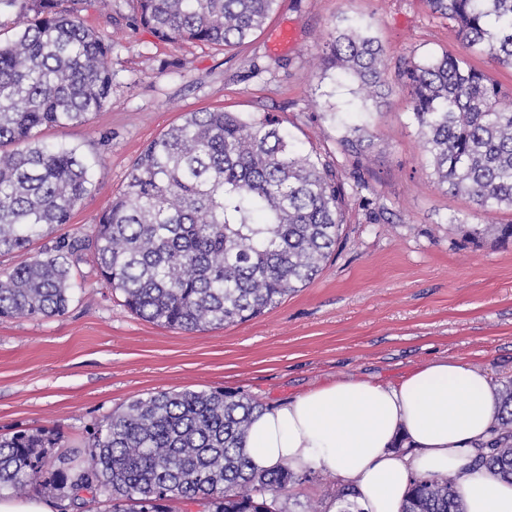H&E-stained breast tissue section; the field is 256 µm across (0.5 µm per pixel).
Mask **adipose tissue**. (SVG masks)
Wrapping results in <instances>:
<instances>
[{
  "mask_svg": "<svg viewBox=\"0 0 512 512\" xmlns=\"http://www.w3.org/2000/svg\"><path fill=\"white\" fill-rule=\"evenodd\" d=\"M498 406L480 369L434 360L395 384L335 380L255 414L244 453L259 472L332 475L363 512H400L412 477L447 472L465 512H512V484L471 467Z\"/></svg>",
  "mask_w": 512,
  "mask_h": 512,
  "instance_id": "1",
  "label": "adipose tissue"
}]
</instances>
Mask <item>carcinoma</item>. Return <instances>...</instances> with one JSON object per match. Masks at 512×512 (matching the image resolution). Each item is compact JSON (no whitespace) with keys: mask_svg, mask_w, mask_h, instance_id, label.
I'll use <instances>...</instances> for the list:
<instances>
[{"mask_svg":"<svg viewBox=\"0 0 512 512\" xmlns=\"http://www.w3.org/2000/svg\"><path fill=\"white\" fill-rule=\"evenodd\" d=\"M61 0L20 6L18 31L0 42V254L26 252L67 224L88 193L75 150L46 146L42 128L84 123L110 95L112 46ZM276 0H138L141 22L171 42L226 49L260 31ZM452 21L465 48L512 67V0H425ZM324 71L352 80L364 103L388 95L383 49L362 24L336 30ZM412 117L437 182L489 213L512 209V96L463 55L443 52L402 69ZM344 186L330 165L296 147L265 116L189 112L135 160L125 190L84 239L0 272V317L45 318L72 301L70 256L92 251L123 305L144 320L196 332L243 323L307 286L334 253ZM473 239H512V224H468ZM262 404L227 392L160 391L102 420L90 451L61 447L43 429L0 437V495L37 483L67 489L80 512L104 496L112 512H168L182 499L203 512H279L302 476L257 472L244 455ZM474 465L512 482V381ZM89 455V461L78 459ZM450 475L416 479L401 512H464Z\"/></svg>","mask_w":512,"mask_h":512,"instance_id":"obj_1","label":"carcinoma"}]
</instances>
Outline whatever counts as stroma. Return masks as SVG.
Here are the masks:
<instances>
[{
	"label": "stroma",
	"instance_id": "1",
	"mask_svg": "<svg viewBox=\"0 0 512 512\" xmlns=\"http://www.w3.org/2000/svg\"><path fill=\"white\" fill-rule=\"evenodd\" d=\"M85 28L112 42L108 103L87 122L45 129L77 148L92 187L69 223L0 270L84 237L128 182L143 149L188 112L220 108L274 115L295 143L317 151L344 183L336 250L306 287L250 321L193 333L132 314L101 278L90 252L74 256L73 300L61 316L0 318V435L58 432L85 447L96 425L157 391L223 390L272 408L327 381L398 382L417 366L459 360L495 389L512 380V243L475 240L453 224H507L512 210L476 211L432 175L399 66L464 52L448 20L424 0H278L241 46L171 43L144 26L136 0H87ZM370 25L384 49L386 106L363 107L348 81L319 64L344 20ZM365 127L372 146L344 145ZM335 477L310 472L280 498L281 512H324Z\"/></svg>",
	"mask_w": 512,
	"mask_h": 512
}]
</instances>
